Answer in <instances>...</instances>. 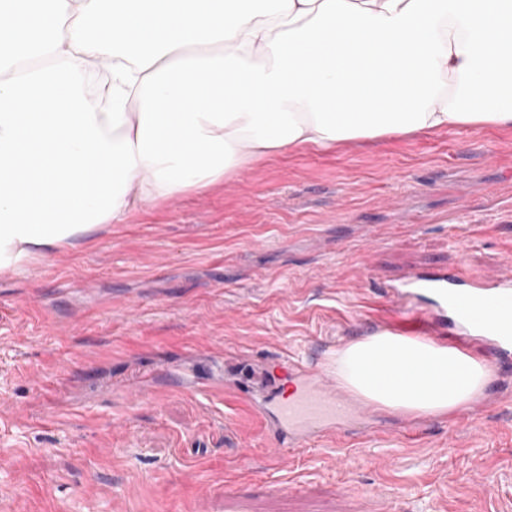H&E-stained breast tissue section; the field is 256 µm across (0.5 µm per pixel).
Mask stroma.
I'll return each mask as SVG.
<instances>
[{"label": "stroma", "instance_id": "stroma-1", "mask_svg": "<svg viewBox=\"0 0 512 512\" xmlns=\"http://www.w3.org/2000/svg\"><path fill=\"white\" fill-rule=\"evenodd\" d=\"M462 265L512 267V130L273 155L0 271V512H512V364L456 433L347 459L276 450L224 388L411 335L384 287Z\"/></svg>", "mask_w": 512, "mask_h": 512}]
</instances>
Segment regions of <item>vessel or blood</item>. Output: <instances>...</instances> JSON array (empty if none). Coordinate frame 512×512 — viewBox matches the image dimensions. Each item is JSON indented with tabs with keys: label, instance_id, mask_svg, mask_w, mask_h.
Listing matches in <instances>:
<instances>
[{
	"label": "vessel or blood",
	"instance_id": "b4317fda",
	"mask_svg": "<svg viewBox=\"0 0 512 512\" xmlns=\"http://www.w3.org/2000/svg\"><path fill=\"white\" fill-rule=\"evenodd\" d=\"M388 302L400 318L421 324L425 335L452 331L477 333L492 364L512 362V270L496 277L470 274L466 268L454 273L414 272L386 290ZM304 381L300 389L282 396L278 387H239L259 415L267 439L281 451L309 447L315 439L336 435L368 440L381 429L367 414L348 416L336 378L319 364L295 362Z\"/></svg>",
	"mask_w": 512,
	"mask_h": 512
}]
</instances>
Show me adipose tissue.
I'll use <instances>...</instances> for the list:
<instances>
[{"label": "adipose tissue", "instance_id": "1", "mask_svg": "<svg viewBox=\"0 0 512 512\" xmlns=\"http://www.w3.org/2000/svg\"><path fill=\"white\" fill-rule=\"evenodd\" d=\"M0 0V270L286 151L512 129V0ZM363 403L445 416L490 371L383 332Z\"/></svg>", "mask_w": 512, "mask_h": 512}]
</instances>
